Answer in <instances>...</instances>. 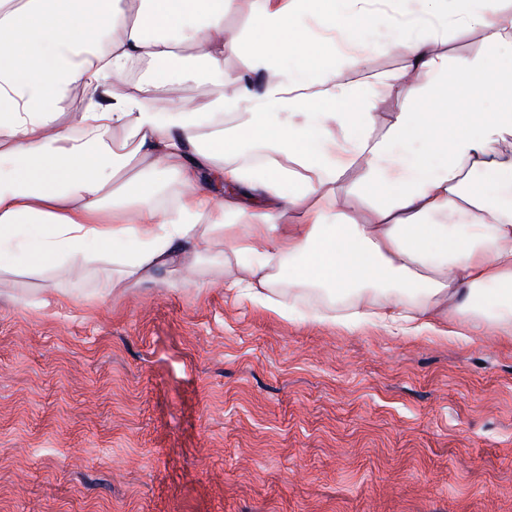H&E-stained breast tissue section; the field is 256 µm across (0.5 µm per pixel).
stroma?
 <instances>
[{"mask_svg":"<svg viewBox=\"0 0 512 512\" xmlns=\"http://www.w3.org/2000/svg\"><path fill=\"white\" fill-rule=\"evenodd\" d=\"M223 269L0 280V512H512V333L290 320Z\"/></svg>","mask_w":512,"mask_h":512,"instance_id":"1","label":"stroma"}]
</instances>
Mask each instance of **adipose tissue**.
<instances>
[{
    "mask_svg": "<svg viewBox=\"0 0 512 512\" xmlns=\"http://www.w3.org/2000/svg\"><path fill=\"white\" fill-rule=\"evenodd\" d=\"M240 3L0 0V275L15 271L4 244L28 232L24 275L98 268L102 297L118 298L161 270L187 284L199 245L220 244L236 269L225 292L282 315L295 313L282 294L311 291L331 298L319 322L451 338L512 327V58L443 50L473 30L512 48V0H252L231 41ZM372 32L401 65L344 80ZM229 52L242 68L227 90L150 106L189 65L223 73ZM142 62L158 63L153 80L130 84ZM76 89L84 105L64 113ZM392 93L402 102L376 133Z\"/></svg>",
    "mask_w": 512,
    "mask_h": 512,
    "instance_id": "1",
    "label": "adipose tissue"
}]
</instances>
